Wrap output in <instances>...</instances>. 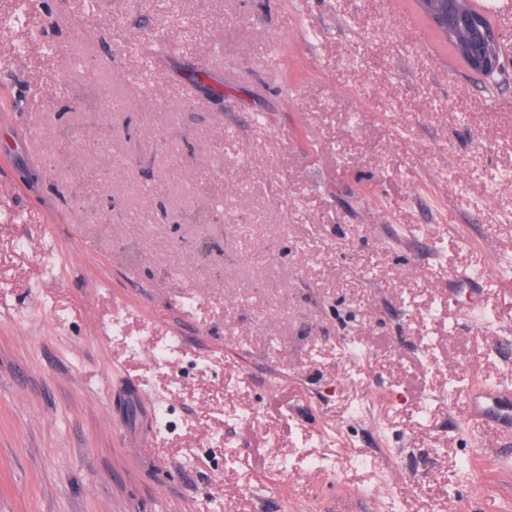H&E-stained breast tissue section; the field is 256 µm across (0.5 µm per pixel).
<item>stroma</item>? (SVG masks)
I'll return each mask as SVG.
<instances>
[{
  "label": "stroma",
  "instance_id": "1",
  "mask_svg": "<svg viewBox=\"0 0 512 512\" xmlns=\"http://www.w3.org/2000/svg\"><path fill=\"white\" fill-rule=\"evenodd\" d=\"M167 2L0 0V512H512L463 404L512 387V57L416 0ZM493 47V49H491ZM504 35L493 25L477 33L476 40L468 46L467 68L476 74L490 78L504 66L506 59ZM462 290L468 292L469 297L478 298L484 291L482 280L467 274L458 275L455 280L448 283V302Z\"/></svg>",
  "mask_w": 512,
  "mask_h": 512
}]
</instances>
